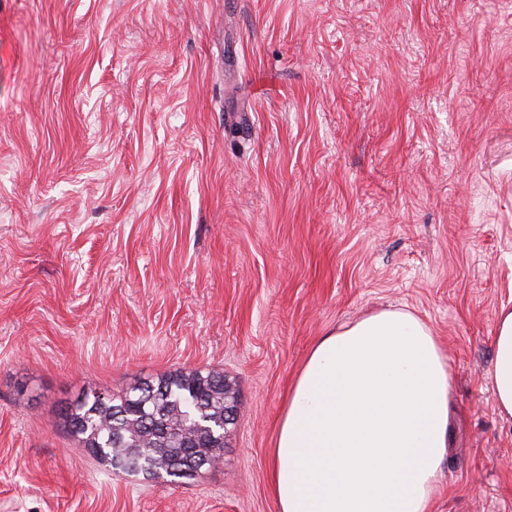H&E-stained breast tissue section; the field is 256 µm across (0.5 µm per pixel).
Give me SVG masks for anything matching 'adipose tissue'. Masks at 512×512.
Returning <instances> with one entry per match:
<instances>
[{"label":"adipose tissue","mask_w":512,"mask_h":512,"mask_svg":"<svg viewBox=\"0 0 512 512\" xmlns=\"http://www.w3.org/2000/svg\"><path fill=\"white\" fill-rule=\"evenodd\" d=\"M492 387L512 417V307L496 314ZM451 367L404 310L345 323L310 350L271 450L279 512H430L448 448Z\"/></svg>","instance_id":"1"}]
</instances>
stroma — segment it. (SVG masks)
Instances as JSON below:
<instances>
[{"instance_id":"1","label":"stroma","mask_w":512,"mask_h":512,"mask_svg":"<svg viewBox=\"0 0 512 512\" xmlns=\"http://www.w3.org/2000/svg\"><path fill=\"white\" fill-rule=\"evenodd\" d=\"M512 0H0V512H279L314 343L393 306L453 374L432 512H512ZM221 369L219 466L119 473L62 412ZM492 387L496 408L502 417H512V307L496 314L493 336Z\"/></svg>"}]
</instances>
